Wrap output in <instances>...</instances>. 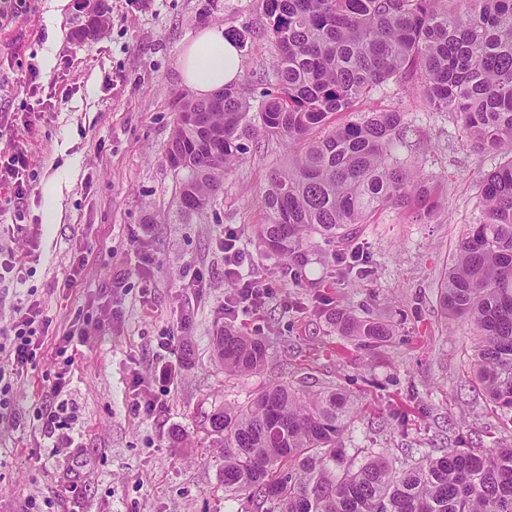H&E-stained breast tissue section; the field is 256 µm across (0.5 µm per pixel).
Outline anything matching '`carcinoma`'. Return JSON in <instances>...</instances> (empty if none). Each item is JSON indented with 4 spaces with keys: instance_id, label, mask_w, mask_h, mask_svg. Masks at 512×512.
Instances as JSON below:
<instances>
[{
    "instance_id": "obj_1",
    "label": "carcinoma",
    "mask_w": 512,
    "mask_h": 512,
    "mask_svg": "<svg viewBox=\"0 0 512 512\" xmlns=\"http://www.w3.org/2000/svg\"><path fill=\"white\" fill-rule=\"evenodd\" d=\"M262 10L275 55L256 117L232 85L178 108L166 154L180 158L181 209L205 210L259 137L286 141L288 167L269 176L254 232L264 256L301 261L314 234L341 242L388 205L427 215L437 205L432 182L399 157L405 113L363 108L374 91L394 80L456 113L474 147L502 162L482 181L483 218L447 265L438 304L477 336L473 378L512 424V0H262ZM328 323L360 348L393 334L341 307ZM216 349L229 375L266 363L264 343L232 327ZM356 415L341 392L283 381L215 408L224 487L247 492L255 512H512V447L418 448L398 471L381 453L356 466L344 452Z\"/></svg>"
}]
</instances>
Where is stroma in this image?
<instances>
[{
	"label": "stroma",
	"mask_w": 512,
	"mask_h": 512,
	"mask_svg": "<svg viewBox=\"0 0 512 512\" xmlns=\"http://www.w3.org/2000/svg\"><path fill=\"white\" fill-rule=\"evenodd\" d=\"M108 23L82 38L84 0H0V114L43 102L40 120L22 137L0 131V153L23 146L34 169L31 190L16 199L0 186V226L35 224L36 244L17 237L28 271L23 286L0 287V331L17 308L40 303L52 336L74 321L116 311L109 328L80 347L71 367L46 339L13 399L31 411L66 373L63 394L80 453L54 448L30 420L0 415V512H253L247 494L224 490V460L210 445L207 415L221 404L248 402L269 379L339 388L360 416L345 441L347 460L380 452L402 460L410 448H500L512 429L476 386L463 321L445 319L437 292L468 225L481 218L478 188L499 165L475 152L452 112H436L406 86L387 83L370 103L405 113L412 138L429 150L403 153L411 168L439 185L441 206L428 220L387 208L356 237L328 246L312 237L303 268L262 257L254 236L264 223L260 196L272 170L288 164L286 143L263 140L224 179L206 210L182 212L166 148L182 98L185 46L204 28H260L261 0H99ZM274 46L252 39L241 52L236 83L259 107L255 74ZM237 229L253 273L272 293L257 309L230 317L224 298L220 240ZM88 253L76 288L57 289L75 249ZM363 252V274H340L332 252ZM202 289L188 287L195 269ZM125 286L111 291L116 271ZM343 304L359 316L394 322L383 346L366 349L330 333L325 315ZM232 325L261 339L267 363L256 374H225L214 343ZM180 333L171 383L154 375L164 353L157 338ZM153 378L164 412L136 408L134 373ZM76 492H67L71 474Z\"/></svg>",
	"instance_id": "obj_1"
}]
</instances>
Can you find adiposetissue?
<instances>
[{"label":"adipose tissue","instance_id":"1","mask_svg":"<svg viewBox=\"0 0 512 512\" xmlns=\"http://www.w3.org/2000/svg\"><path fill=\"white\" fill-rule=\"evenodd\" d=\"M240 52L215 25L201 31L185 48L181 73L186 86L197 96L205 97L235 82L241 73Z\"/></svg>","mask_w":512,"mask_h":512}]
</instances>
